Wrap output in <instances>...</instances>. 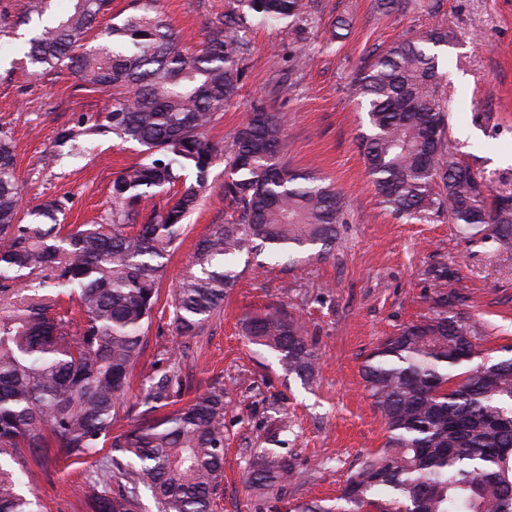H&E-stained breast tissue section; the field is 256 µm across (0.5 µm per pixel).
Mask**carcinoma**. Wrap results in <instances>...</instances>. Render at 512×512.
Returning a JSON list of instances; mask_svg holds the SVG:
<instances>
[{"label": "carcinoma", "mask_w": 512, "mask_h": 512, "mask_svg": "<svg viewBox=\"0 0 512 512\" xmlns=\"http://www.w3.org/2000/svg\"><path fill=\"white\" fill-rule=\"evenodd\" d=\"M28 0L0 35L24 25L23 59L39 73L66 68L85 87L113 91L105 116L81 114L59 127L56 143L79 154L85 134L139 147L138 162L112 180V207L91 224H66L65 203L48 198L23 210L12 140L0 131V512H37L15 478L25 448H54L86 458L116 452L82 494L92 512H140L139 487L158 512H212L224 478V386L182 402L176 367L142 380L151 417L120 434L127 387L143 352L171 253L197 208L222 150L206 138L241 80L236 53L250 19L303 21L305 0H235L237 14L198 51L182 47L157 8L111 24L107 40L85 44L111 0ZM415 0H377L385 14ZM435 27L394 42L362 70L354 94L365 109L366 167L383 204L399 215L448 213L468 232L485 230L512 244V193L488 199L483 179L448 153V106L435 49L452 44ZM282 114L253 106L224 158V198L237 216L197 243L173 298L179 335L194 336L224 306L238 279L234 260L269 250L296 259L327 247L345 208L312 173L283 162ZM195 169V180L185 171ZM462 288L438 291L430 314L383 340L362 376L385 424L384 448L349 471L336 499L297 512H512V357L493 362L473 342L478 331ZM242 334L303 381L317 371L313 344L282 307L245 318ZM250 483L281 492L297 478L270 449L253 455ZM509 505L502 510V505Z\"/></svg>", "instance_id": "carcinoma-1"}]
</instances>
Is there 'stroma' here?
Wrapping results in <instances>:
<instances>
[{
	"mask_svg": "<svg viewBox=\"0 0 512 512\" xmlns=\"http://www.w3.org/2000/svg\"><path fill=\"white\" fill-rule=\"evenodd\" d=\"M182 45L198 48L221 27L230 0H160ZM306 22L251 20L238 55V95L207 132L230 148L235 130L255 102L285 115L295 171L315 169L346 204L330 249L310 250L294 262L268 252L240 255V278L221 312L194 336H178L172 321L176 288L195 246L233 206L224 198V166L215 164L188 232L172 255L159 288V304L144 343L138 374L127 396L123 431L142 418V376L180 365L191 393L223 384L224 481L215 512H294L313 499L338 495L350 466L377 451L385 428L364 387L361 367L373 349L426 314L435 292L463 288L484 357L498 359L512 346V249L482 236L462 234L447 215L423 220L396 216L375 194L358 138L364 112L352 91L356 74L397 40L433 27L455 33L440 49L445 77L439 98L448 100V142L454 158L483 176L490 194L512 192V0H440L438 12L410 9L381 14L373 0H310ZM14 38L0 39V130L16 147L17 173L26 207L62 197L67 223L82 224L111 205L116 173L136 162V146L83 136L86 148L56 167L55 132L79 115H102L110 93L89 90L69 73L40 75L19 64ZM296 316L318 354L312 383L288 377L277 360L238 334L240 320L265 306ZM273 447L298 473L279 499L246 483L248 461ZM97 449L80 460L44 448L28 455L30 484L41 512H88L81 488L111 456Z\"/></svg>",
	"mask_w": 512,
	"mask_h": 512,
	"instance_id": "obj_1",
	"label": "stroma"
}]
</instances>
